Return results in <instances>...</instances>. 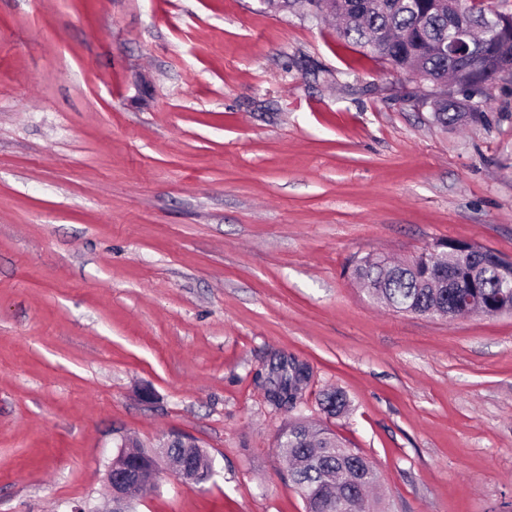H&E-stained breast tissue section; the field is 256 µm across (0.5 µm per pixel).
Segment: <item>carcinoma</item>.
<instances>
[{"label": "carcinoma", "mask_w": 512, "mask_h": 512, "mask_svg": "<svg viewBox=\"0 0 512 512\" xmlns=\"http://www.w3.org/2000/svg\"><path fill=\"white\" fill-rule=\"evenodd\" d=\"M477 0L470 11L450 12L441 0H265L275 12H298L305 17L319 18L332 14L340 19L341 40L369 50L396 69L407 67L420 71L422 79L432 85L450 87L453 96L439 91L425 94L423 104L430 107L434 120L442 126L455 124L466 115L473 121L487 119L493 90L504 91L512 81L502 84L497 64L512 50V20L497 16L493 9ZM464 25L479 28L475 56L452 61L440 50L456 29ZM484 266L479 270L475 296L488 310L496 309L501 288L497 261L500 255L483 246ZM351 275L370 286L368 293L376 300L406 302L417 312L445 304L444 312L457 316L459 299L456 290L430 285L429 279L415 271L421 267L435 272L440 261L418 256L401 266L384 268L381 256L367 253L349 261ZM321 406L329 416H338L347 407L346 396L336 390L324 394ZM287 449L288 472L303 499L305 512H370L369 493L377 483L378 474L364 456L345 447L327 427L310 430L302 421H293L277 436ZM195 473L198 483L209 482L216 474L212 459L196 448H173Z\"/></svg>", "instance_id": "cac0c4a2"}]
</instances>
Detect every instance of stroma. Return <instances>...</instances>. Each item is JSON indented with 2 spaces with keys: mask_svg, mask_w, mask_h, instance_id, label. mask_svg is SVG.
<instances>
[{
  "mask_svg": "<svg viewBox=\"0 0 512 512\" xmlns=\"http://www.w3.org/2000/svg\"><path fill=\"white\" fill-rule=\"evenodd\" d=\"M429 88L262 0H0V512H107L116 440L171 431L216 474L134 512H304L297 419L374 463V512H512V314H399L346 270L512 259V93L445 127Z\"/></svg>",
  "mask_w": 512,
  "mask_h": 512,
  "instance_id": "obj_1",
  "label": "stroma"
}]
</instances>
